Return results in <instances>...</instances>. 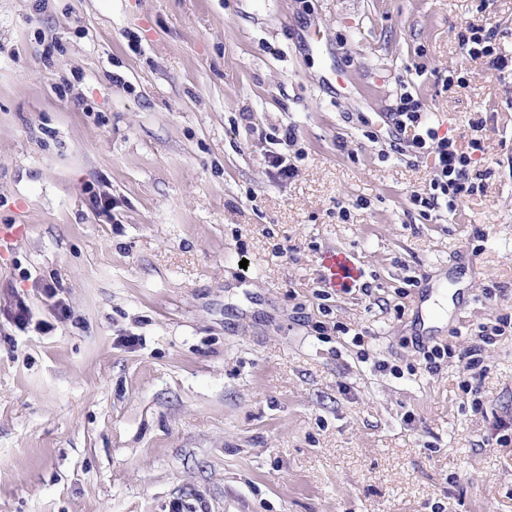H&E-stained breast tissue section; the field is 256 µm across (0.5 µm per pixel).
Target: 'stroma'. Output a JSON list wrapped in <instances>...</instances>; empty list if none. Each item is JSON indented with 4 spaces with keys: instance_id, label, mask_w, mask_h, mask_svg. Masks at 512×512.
<instances>
[{
    "instance_id": "stroma-1",
    "label": "stroma",
    "mask_w": 512,
    "mask_h": 512,
    "mask_svg": "<svg viewBox=\"0 0 512 512\" xmlns=\"http://www.w3.org/2000/svg\"><path fill=\"white\" fill-rule=\"evenodd\" d=\"M472 23L512 56V0H0V512H512V66ZM405 92L483 122L455 211ZM469 36H464L462 39L463 49L474 57H491L493 55L496 58L492 59V63L496 64L500 68L504 67V56L497 53L492 40L494 39V33L490 30L486 31L482 27L470 26L467 27ZM323 265L327 271V284L331 288L343 287L354 273V263L345 253L330 250L324 253Z\"/></svg>"
}]
</instances>
